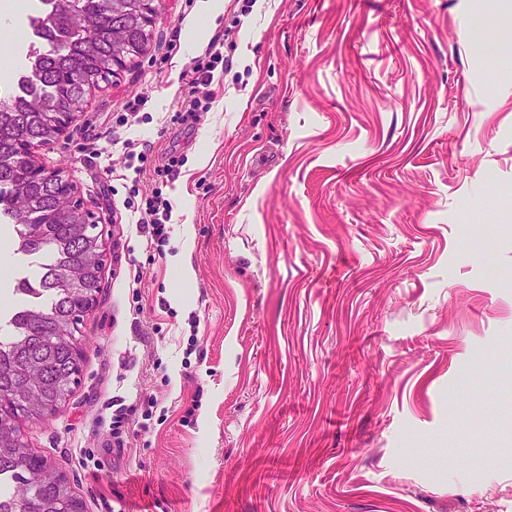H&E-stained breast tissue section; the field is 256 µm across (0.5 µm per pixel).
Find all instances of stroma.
<instances>
[{"label": "stroma", "mask_w": 512, "mask_h": 512, "mask_svg": "<svg viewBox=\"0 0 512 512\" xmlns=\"http://www.w3.org/2000/svg\"><path fill=\"white\" fill-rule=\"evenodd\" d=\"M198 3L164 0L146 54L34 150L105 261L32 448L84 512H512V0H225L193 43ZM217 35L233 65L177 123ZM127 140L151 167L177 150L176 181ZM158 190L156 247L135 222ZM220 36L212 39L204 54H201L193 59L192 64L185 68L181 73V80L188 88L186 96L178 102L180 110L178 117L182 115L181 112H186L182 115L181 121L188 118L198 120L201 112H207L210 109L212 101L211 85L214 82V71L218 67V63L229 65V59L225 60L223 53L217 48L221 45ZM205 89L206 92L202 97L197 96L200 89Z\"/></svg>", "instance_id": "1"}]
</instances>
